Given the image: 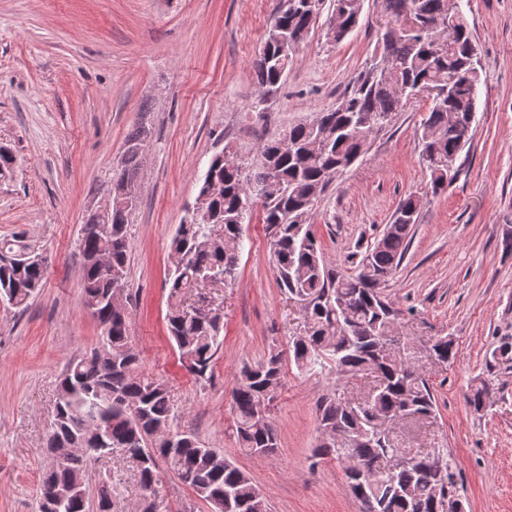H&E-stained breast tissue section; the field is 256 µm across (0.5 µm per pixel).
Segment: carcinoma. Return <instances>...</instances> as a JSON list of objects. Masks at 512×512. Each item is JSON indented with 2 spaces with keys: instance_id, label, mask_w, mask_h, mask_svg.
<instances>
[{
  "instance_id": "carcinoma-1",
  "label": "carcinoma",
  "mask_w": 512,
  "mask_h": 512,
  "mask_svg": "<svg viewBox=\"0 0 512 512\" xmlns=\"http://www.w3.org/2000/svg\"><path fill=\"white\" fill-rule=\"evenodd\" d=\"M307 0H282L253 69L260 90L279 93L292 55L304 43L322 10ZM328 4V39L343 41L360 21L354 0H319ZM395 16L409 9L417 18L437 21L448 13V0H389ZM452 36L436 45L425 32L402 36L387 26L378 38L377 56L335 105L310 120L288 126L260 142L255 163L222 151L212 156L198 197L206 214L186 216L171 239L174 269L167 330L185 369L198 380L210 378L221 341L219 315L191 310L187 299L202 297L206 280L232 284L245 248L244 225L256 207L271 239L277 281L288 294L306 301L304 333L288 344L289 358L305 372L373 374L379 390L364 405H350L336 394L322 396L317 407L319 459L344 467L350 494L363 512H448L461 496L455 471L444 455H414L396 472L389 464L400 450L376 439L373 417L406 411L415 417L434 413L427 381L412 374L400 359L377 356L399 310L381 288L402 263L414 235L419 200L401 199L391 222L367 247L354 273L336 272L308 218L336 176L363 154L372 136L386 129L412 93L431 88L422 119L420 156L429 173V189L442 193L453 180L455 163L470 143L478 94L487 75L478 59L470 25L457 12ZM145 129L127 139L122 167L112 178V206L90 214L79 239L83 258L82 305L99 322L101 336L90 350L69 360L57 388L56 414L47 442L51 463L40 480L39 512H160V466L171 470L207 504L209 512H268L250 476L237 465L216 461L221 451L207 448L192 431L171 430L176 409L167 384L143 379L128 328V314L111 309L112 296L126 292L129 218L136 206L123 195L134 185ZM34 248L24 231L0 238V300L23 311L43 287L45 259L32 261ZM490 367H512V336L499 339L487 360ZM283 377L282 352L272 349L258 363L245 364L233 395L234 426L242 450L269 456L278 448L271 415ZM490 399L487 381L473 380L466 396L476 413ZM123 453L142 490L132 508L120 505L104 482L91 489L88 462L99 448Z\"/></svg>"
}]
</instances>
